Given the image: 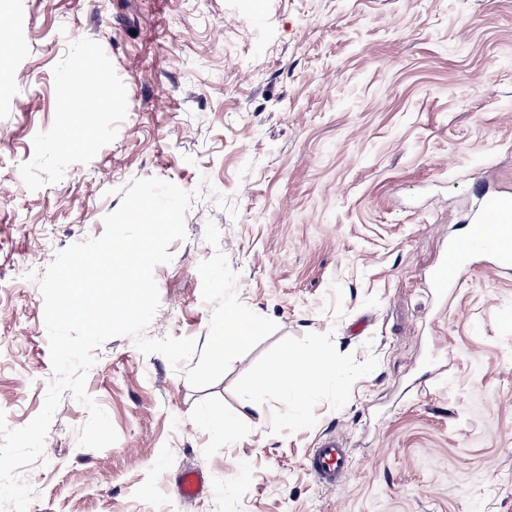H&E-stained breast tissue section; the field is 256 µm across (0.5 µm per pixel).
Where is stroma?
<instances>
[{"mask_svg":"<svg viewBox=\"0 0 512 512\" xmlns=\"http://www.w3.org/2000/svg\"><path fill=\"white\" fill-rule=\"evenodd\" d=\"M0 412L53 377L37 281L97 238L118 188L193 193L157 265L147 336L189 337L173 369L125 336L86 378L116 443L77 444L64 394L28 512H512V278L431 277L478 187L512 191V0H0ZM106 77L92 120L62 95ZM71 136V145L61 142ZM235 307L251 340L210 354ZM335 369L288 398L283 353ZM295 409L286 418V409ZM238 418L224 434L225 416ZM349 448L345 484L307 459ZM205 491H177L184 472ZM307 467L321 485L335 489L351 473L353 460L349 448L329 436L309 456Z\"/></svg>","mask_w":512,"mask_h":512,"instance_id":"stroma-1","label":"stroma"}]
</instances>
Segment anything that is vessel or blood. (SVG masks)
<instances>
[{
	"label": "vessel or blood",
	"mask_w": 512,
	"mask_h": 512,
	"mask_svg": "<svg viewBox=\"0 0 512 512\" xmlns=\"http://www.w3.org/2000/svg\"><path fill=\"white\" fill-rule=\"evenodd\" d=\"M478 204L469 221L478 238L474 241L450 239L448 252L434 273L438 293H446L464 282L465 273L480 255H488L491 268L499 273L512 272V194L478 192ZM307 467L326 488L332 489L352 471L348 448L336 437H327L307 460Z\"/></svg>",
	"instance_id": "vessel-or-blood-1"
}]
</instances>
